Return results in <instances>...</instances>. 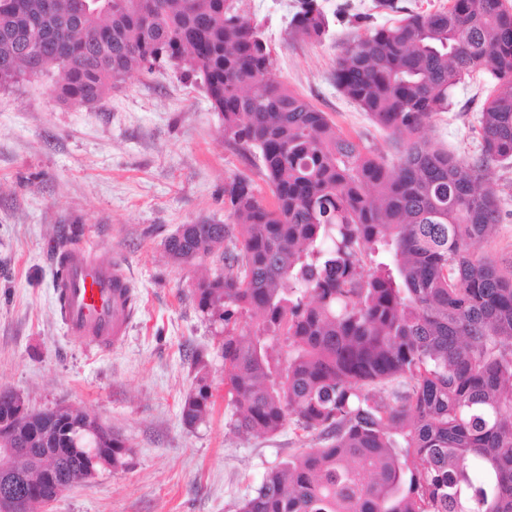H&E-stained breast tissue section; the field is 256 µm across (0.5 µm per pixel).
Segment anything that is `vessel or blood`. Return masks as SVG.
<instances>
[{
	"label": "vessel or blood",
	"instance_id": "vessel-or-blood-1",
	"mask_svg": "<svg viewBox=\"0 0 512 512\" xmlns=\"http://www.w3.org/2000/svg\"><path fill=\"white\" fill-rule=\"evenodd\" d=\"M66 276L57 284L65 305V333L92 349L118 344L127 331L132 311L125 302L130 280L121 261L92 258L80 245L66 249Z\"/></svg>",
	"mask_w": 512,
	"mask_h": 512
}]
</instances>
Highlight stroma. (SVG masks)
I'll return each instance as SVG.
<instances>
[{
    "label": "stroma",
    "instance_id": "stroma-1",
    "mask_svg": "<svg viewBox=\"0 0 512 512\" xmlns=\"http://www.w3.org/2000/svg\"><path fill=\"white\" fill-rule=\"evenodd\" d=\"M335 15L330 37L309 43L288 29L290 0H242L261 24L288 89L326 112L342 133L377 152L386 132L339 92L332 74L345 46L388 16L377 0H319ZM54 81L0 89V389L34 411L60 406L101 421L128 442L125 467L100 470L37 512H238L263 473L306 447L292 428L239 438L227 426L224 325L202 312L195 288L221 268L217 255L173 261L165 240L184 224H225L224 184L258 170L225 142L220 119L194 77L132 73L98 105L59 103ZM488 90L464 81L450 111L424 135L468 159ZM504 217L486 253L512 265V165L492 169ZM75 231L94 257L119 254L139 304L124 340L99 354L70 341L57 309L51 245ZM209 415L181 416L199 381Z\"/></svg>",
    "mask_w": 512,
    "mask_h": 512
}]
</instances>
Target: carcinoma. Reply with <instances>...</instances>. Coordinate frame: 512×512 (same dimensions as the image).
Returning a JSON list of instances; mask_svg holds the SVG:
<instances>
[{"instance_id":"1","label":"carcinoma","mask_w":512,"mask_h":512,"mask_svg":"<svg viewBox=\"0 0 512 512\" xmlns=\"http://www.w3.org/2000/svg\"><path fill=\"white\" fill-rule=\"evenodd\" d=\"M0 0V88L58 73L61 102L101 103L132 71L196 77L239 151L255 150L273 201L237 175L227 224H183L165 244L189 262L221 252L196 288L224 322L229 427L241 436L292 426L313 445L266 471L239 512H512V272L478 257L503 209L490 178L512 161V6L448 0L366 30L339 58L336 87L401 143L394 162L342 135L279 80L240 0ZM317 0L289 25L329 33ZM495 84L479 150L461 160L423 136L465 78ZM246 315L252 322L229 327ZM211 410L209 386L182 407ZM89 415L68 408L14 420L13 446L40 448L0 477L66 487L125 465L105 427L96 447L65 452Z\"/></svg>"}]
</instances>
